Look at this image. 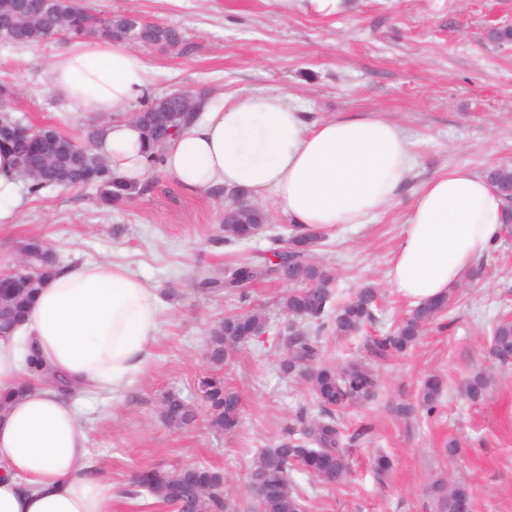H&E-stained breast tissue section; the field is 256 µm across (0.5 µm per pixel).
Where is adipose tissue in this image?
I'll return each mask as SVG.
<instances>
[{"mask_svg": "<svg viewBox=\"0 0 512 512\" xmlns=\"http://www.w3.org/2000/svg\"><path fill=\"white\" fill-rule=\"evenodd\" d=\"M48 85L69 111L110 121L97 151L113 172L142 182L146 146L131 110L148 93L145 63L124 42L70 41ZM197 120L162 148L165 175L188 193L244 190L275 197L294 224H366L390 208L415 160L410 140L378 113L310 122L291 95L205 94ZM504 202L486 176L459 166L421 182L388 271L418 304L445 295L503 234ZM158 288L117 263L63 265L0 336V512H113L110 481L88 464L79 394H117L147 363L158 331ZM36 357L52 381L34 377Z\"/></svg>", "mask_w": 512, "mask_h": 512, "instance_id": "1", "label": "adipose tissue"}]
</instances>
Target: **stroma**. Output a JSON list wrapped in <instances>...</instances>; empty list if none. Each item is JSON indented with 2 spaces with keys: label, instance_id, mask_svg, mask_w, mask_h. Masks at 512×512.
<instances>
[{
  "label": "stroma",
  "instance_id": "stroma-1",
  "mask_svg": "<svg viewBox=\"0 0 512 512\" xmlns=\"http://www.w3.org/2000/svg\"><path fill=\"white\" fill-rule=\"evenodd\" d=\"M96 9L133 11L180 29L181 47L139 50L150 70V97L174 90L234 98L258 90L297 96L311 120L383 113L407 132L418 166L396 204L371 223L325 235L315 259L337 278V298L349 300L374 286L380 307L363 335L326 337L327 359L360 354L364 336L398 324L411 307L387 282L405 211L419 184L449 168L475 172L512 162V46L494 42L492 30L512 26V0H356L352 12L330 19L283 15L276 0H88ZM66 43L0 46V79L17 96L13 116L55 126L86 139L89 115L69 112L48 85L47 69ZM21 206L0 229V270L16 264L17 247L41 236L59 259L114 261L151 281L164 302L151 358L120 396H82V427L91 464L116 489H129L141 467L171 469L195 461L221 468L239 512H248V467L300 419L321 408L308 384L283 374L288 320L276 304L286 284L269 280L252 290V306L268 319L265 334L242 346L228 366L242 398L243 423L214 433L205 417L188 427L162 418L164 395L177 393L204 405L212 376L207 337L227 307L198 290L199 281L222 276L243 257H268L282 246L290 223L271 198L261 206L270 228L246 243H224V200L188 194L164 174L147 192L119 207L103 206L94 188H53L31 194L20 187ZM479 279L465 282L444 317L428 325L412 349L380 365L379 399L347 407L339 416L356 442L349 448L351 475L332 489L293 481L308 512H436L427 488L440 473L471 485L473 512H512V364L489 351L491 324L512 315V239L484 258ZM495 381L483 399L467 401L461 386L476 370ZM434 374L444 392L433 412L399 417L393 407L416 403L423 378ZM455 456H447L449 443ZM389 455L390 475L377 479L373 456Z\"/></svg>",
  "mask_w": 512,
  "mask_h": 512
}]
</instances>
